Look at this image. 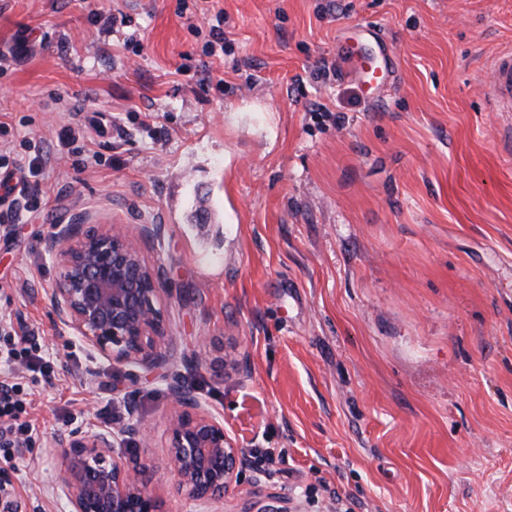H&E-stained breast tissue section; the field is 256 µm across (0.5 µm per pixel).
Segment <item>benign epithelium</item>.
I'll return each mask as SVG.
<instances>
[{
  "mask_svg": "<svg viewBox=\"0 0 512 512\" xmlns=\"http://www.w3.org/2000/svg\"><path fill=\"white\" fill-rule=\"evenodd\" d=\"M160 233L158 224L136 233L123 224H61L50 242L58 275L46 292L54 314L69 335L114 364L153 371L169 359L163 281L143 255ZM168 434L174 493L201 509L213 507L236 486L245 465L242 449L224 421L179 386L171 388ZM133 436L148 444L139 421L55 437L66 461L56 490L69 512H166L149 488L148 464L125 461L124 442ZM257 512L299 510L271 493Z\"/></svg>",
  "mask_w": 512,
  "mask_h": 512,
  "instance_id": "7a95c632",
  "label": "benign epithelium"
}]
</instances>
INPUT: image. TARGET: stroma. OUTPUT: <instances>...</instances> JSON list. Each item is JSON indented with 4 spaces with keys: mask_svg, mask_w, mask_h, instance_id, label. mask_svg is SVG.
<instances>
[{
    "mask_svg": "<svg viewBox=\"0 0 512 512\" xmlns=\"http://www.w3.org/2000/svg\"><path fill=\"white\" fill-rule=\"evenodd\" d=\"M0 0V143L48 159L37 211L0 223V317L35 331L53 381L15 368L38 434L0 452L20 512H68L57 434L134 419L172 497L171 385L223 416L245 470L215 512L266 494L305 512H512V112L476 83L512 49V0ZM394 53L373 97L349 52ZM80 125L81 156L58 138ZM162 235L171 336L158 371L68 335L45 289L58 225ZM241 360L216 377L212 341ZM250 457L258 471L270 473V468L285 462L286 452L281 448H250Z\"/></svg>",
    "mask_w": 512,
    "mask_h": 512,
    "instance_id": "35a3bbf8",
    "label": "stroma"
}]
</instances>
